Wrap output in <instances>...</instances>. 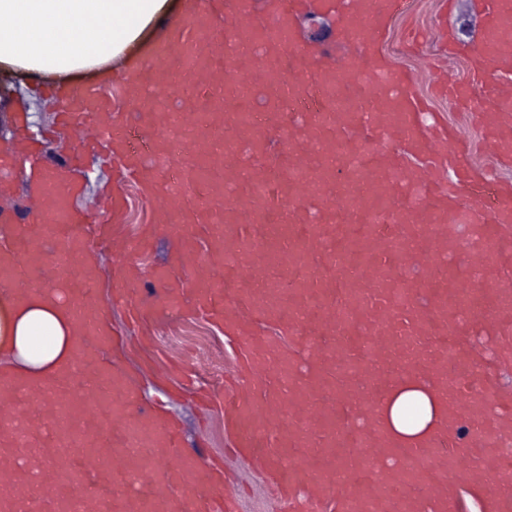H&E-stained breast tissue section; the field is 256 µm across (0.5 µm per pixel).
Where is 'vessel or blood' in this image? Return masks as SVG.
Wrapping results in <instances>:
<instances>
[{
	"instance_id": "obj_1",
	"label": "vessel or blood",
	"mask_w": 512,
	"mask_h": 512,
	"mask_svg": "<svg viewBox=\"0 0 512 512\" xmlns=\"http://www.w3.org/2000/svg\"><path fill=\"white\" fill-rule=\"evenodd\" d=\"M319 2L335 43L313 48L298 19ZM468 52L477 77L452 87L496 150L512 155V0H481ZM402 0H210L174 21L146 65L117 81L132 108L87 85L58 114L75 152L67 171L30 179L0 292L24 296L57 244L63 301L79 336L48 381L0 372V512H238L224 473L185 455L178 425L149 409L111 358L107 315L134 325L139 268L115 267L111 295L85 260L120 254L112 224L84 237L78 165L103 153L158 212L138 246L177 238L150 277L160 307L221 328L241 354L221 390L234 450L265 465L275 503L311 512H458L460 485L481 512H512V189L470 180L468 150L425 124L410 78L377 56L382 16ZM285 147L267 162L269 143ZM0 150V176L33 152ZM467 236H459V227ZM275 323L297 345L262 333ZM407 380L430 384L444 420L425 441L386 432L383 404ZM92 488L93 498L79 496Z\"/></svg>"
}]
</instances>
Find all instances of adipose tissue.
I'll list each match as a JSON object with an SVG mask.
<instances>
[{
	"mask_svg": "<svg viewBox=\"0 0 512 512\" xmlns=\"http://www.w3.org/2000/svg\"><path fill=\"white\" fill-rule=\"evenodd\" d=\"M186 0H0V69L34 80L52 76L63 86L87 81L109 84L104 56L126 64L147 62L162 32L161 22L184 12ZM95 21V36H66L73 21ZM74 324L59 299L46 291L16 302L0 295V358L13 373L49 379L72 359ZM415 417H407L409 407ZM392 437L417 443L442 422L436 392L419 381L402 383L384 404Z\"/></svg>",
	"mask_w": 512,
	"mask_h": 512,
	"instance_id": "adipose-tissue-1",
	"label": "adipose tissue"
}]
</instances>
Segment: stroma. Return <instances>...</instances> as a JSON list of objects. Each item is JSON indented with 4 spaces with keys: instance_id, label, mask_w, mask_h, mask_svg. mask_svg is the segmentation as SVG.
I'll list each match as a JSON object with an SVG mask.
<instances>
[{
    "instance_id": "obj_1",
    "label": "stroma",
    "mask_w": 512,
    "mask_h": 512,
    "mask_svg": "<svg viewBox=\"0 0 512 512\" xmlns=\"http://www.w3.org/2000/svg\"><path fill=\"white\" fill-rule=\"evenodd\" d=\"M481 19L472 0H406L403 11L391 14L386 22L380 51L392 71L411 77L414 92L427 106L428 114L447 125L449 131L467 140L472 149L477 174L490 175L512 183V158L499 155L484 140L469 112L443 92V82L467 78L470 65L456 46L475 42L481 31ZM421 39L407 47L409 31ZM61 108L45 88H30L20 77L0 73V149L24 137H39L51 130L55 114ZM114 177L106 161L89 157L83 171L81 191L73 205L84 211L89 223H98L101 215L95 201L113 187ZM126 214L116 232L129 245L123 260L148 272L168 262L175 249L173 239L156 238L145 252L135 247L156 211L155 201L145 198L137 184L122 188ZM113 335L126 339L120 357L122 371L138 388L145 403L164 408L182 426L187 451L212 459L224 470L228 484L237 492L240 512H272L266 470L245 462L230 449L224 430V413L217 408L199 412L179 396L178 366L192 367L206 383L218 386L233 369L237 350L217 327L200 318L177 313L154 326L143 336L129 325L124 311H113L110 324Z\"/></svg>"
}]
</instances>
